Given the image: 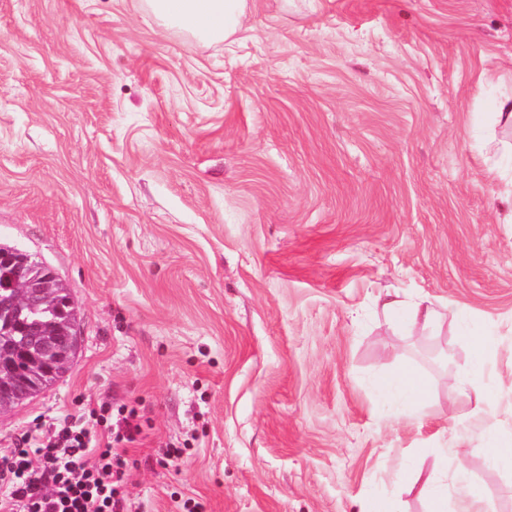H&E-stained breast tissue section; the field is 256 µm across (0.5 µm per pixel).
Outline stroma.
<instances>
[{"instance_id": "stroma-1", "label": "stroma", "mask_w": 512, "mask_h": 512, "mask_svg": "<svg viewBox=\"0 0 512 512\" xmlns=\"http://www.w3.org/2000/svg\"><path fill=\"white\" fill-rule=\"evenodd\" d=\"M512 0H251L222 43L138 0H0V241L67 285L79 349L0 414L136 408L132 512H512ZM439 313L421 330L378 302ZM493 336V409L456 380ZM429 380L428 417L377 402ZM186 439L179 468L156 464ZM376 388L384 401H397L403 405L399 415L419 416V406L428 399L430 388L418 373L401 369L394 373L380 376ZM490 460L497 466L512 468V440L492 438L488 447Z\"/></svg>"}]
</instances>
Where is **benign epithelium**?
<instances>
[{
  "instance_id": "7a95c632",
  "label": "benign epithelium",
  "mask_w": 512,
  "mask_h": 512,
  "mask_svg": "<svg viewBox=\"0 0 512 512\" xmlns=\"http://www.w3.org/2000/svg\"><path fill=\"white\" fill-rule=\"evenodd\" d=\"M0 261L15 266L13 287L17 291L0 297V334L25 337L22 354L27 369L46 376L63 373L75 358L80 336L78 326L69 324L62 332L52 324L21 323L12 320L13 312L21 302L35 304L49 295L55 274L45 278H31L28 267L38 259L30 253L0 251ZM14 344L0 348V412L20 404L33 396V389L27 379L13 365Z\"/></svg>"
}]
</instances>
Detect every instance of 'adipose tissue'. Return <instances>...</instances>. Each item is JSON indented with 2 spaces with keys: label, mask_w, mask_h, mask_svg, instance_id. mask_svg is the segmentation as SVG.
<instances>
[{
  "label": "adipose tissue",
  "mask_w": 512,
  "mask_h": 512,
  "mask_svg": "<svg viewBox=\"0 0 512 512\" xmlns=\"http://www.w3.org/2000/svg\"><path fill=\"white\" fill-rule=\"evenodd\" d=\"M143 3L145 11L158 23L210 42H222L236 35L243 26L248 7V0H143ZM468 342L470 360L458 379L457 390L470 404L472 415L479 417L491 405L488 392L480 385L489 372L491 339L472 335ZM376 388L383 400L400 402L406 417L418 416L420 405L430 394L425 379L409 369L380 376Z\"/></svg>",
  "instance_id": "obj_1"
}]
</instances>
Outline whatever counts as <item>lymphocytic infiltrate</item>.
Returning <instances> with one entry per match:
<instances>
[{
    "instance_id": "obj_1",
    "label": "lymphocytic infiltrate",
    "mask_w": 512,
    "mask_h": 512,
    "mask_svg": "<svg viewBox=\"0 0 512 512\" xmlns=\"http://www.w3.org/2000/svg\"><path fill=\"white\" fill-rule=\"evenodd\" d=\"M142 433L136 410L103 398L16 436L0 451V512H130L126 453Z\"/></svg>"
}]
</instances>
